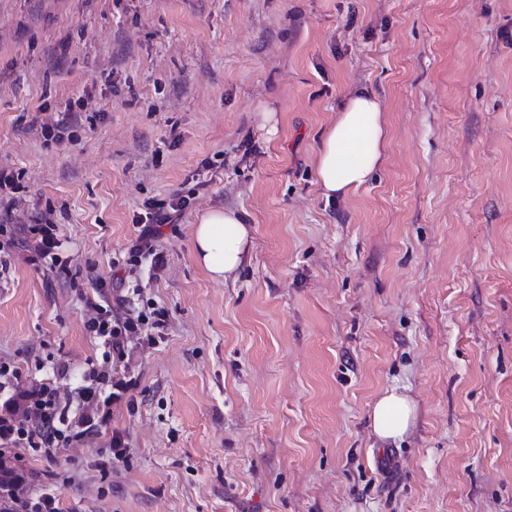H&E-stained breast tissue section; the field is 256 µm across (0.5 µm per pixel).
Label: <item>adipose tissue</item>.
I'll list each match as a JSON object with an SVG mask.
<instances>
[{
	"mask_svg": "<svg viewBox=\"0 0 512 512\" xmlns=\"http://www.w3.org/2000/svg\"><path fill=\"white\" fill-rule=\"evenodd\" d=\"M386 140L379 96L368 90L350 96L324 132L317 151L322 194L345 197L364 185L383 161ZM251 244V228L235 209L206 211L193 229L194 258L216 281L236 275L250 258ZM414 418L412 400L395 387L385 390L371 413L373 430L385 443L402 439Z\"/></svg>",
	"mask_w": 512,
	"mask_h": 512,
	"instance_id": "obj_1",
	"label": "adipose tissue"
}]
</instances>
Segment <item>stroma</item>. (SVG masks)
<instances>
[{
    "label": "stroma",
    "instance_id": "35a3bbf8",
    "mask_svg": "<svg viewBox=\"0 0 512 512\" xmlns=\"http://www.w3.org/2000/svg\"><path fill=\"white\" fill-rule=\"evenodd\" d=\"M388 148L346 197L316 183L348 96ZM83 107H75L76 96ZM77 109V137L40 123ZM275 110L273 134L257 128ZM0 363L88 408L87 298L151 199L195 188L147 298L168 313L106 428L15 454L58 512H512V0H0ZM230 207L250 261L192 255ZM51 215L63 246L29 263ZM67 365L60 374L59 365ZM416 406L379 443L374 401ZM120 437L127 451L112 454ZM238 210L212 209L199 216L193 229L196 262L216 281L234 278L250 259L251 227Z\"/></svg>",
    "mask_w": 512,
    "mask_h": 512
}]
</instances>
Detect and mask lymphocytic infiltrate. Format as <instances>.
<instances>
[{
  "label": "lymphocytic infiltrate",
  "mask_w": 512,
  "mask_h": 512,
  "mask_svg": "<svg viewBox=\"0 0 512 512\" xmlns=\"http://www.w3.org/2000/svg\"><path fill=\"white\" fill-rule=\"evenodd\" d=\"M191 200V195L178 191L169 197L148 202L146 215L133 219L137 236L127 248L125 273L112 282L115 295L113 308H104L93 298L87 301L92 315L85 327L101 340L105 362L104 367L96 373L97 386L82 390L84 402L94 408L92 417L86 422L87 427L107 424L110 405L120 401L133 387L132 381L117 377L115 368L108 365L109 360H124L129 343L153 333H162L168 325L165 310L128 306L126 294L130 291L143 294L138 273L143 261H150L155 270L165 267V255L158 248L161 228L176 223L190 206ZM9 376V369L0 366V391L6 396V413L0 416V447L19 448L28 443L44 456L54 455L66 421L58 407L56 390L46 385L21 390L11 383ZM106 384L110 385L111 390L105 394L101 388Z\"/></svg>",
  "instance_id": "f902f5d3"
}]
</instances>
